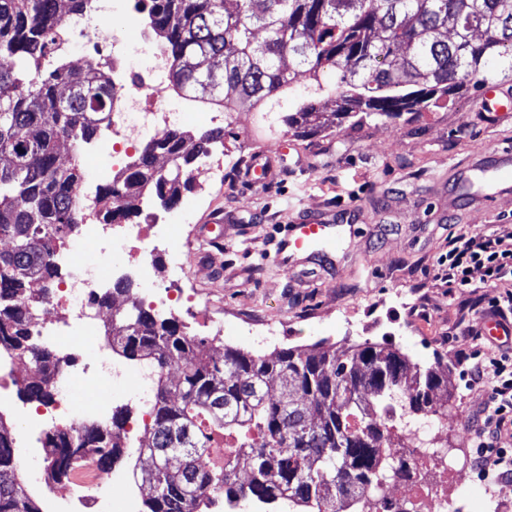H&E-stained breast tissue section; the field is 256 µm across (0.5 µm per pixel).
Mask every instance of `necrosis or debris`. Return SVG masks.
I'll use <instances>...</instances> for the list:
<instances>
[{"label": "necrosis or debris", "instance_id": "necrosis-or-debris-1", "mask_svg": "<svg viewBox=\"0 0 512 512\" xmlns=\"http://www.w3.org/2000/svg\"><path fill=\"white\" fill-rule=\"evenodd\" d=\"M109 9L127 20V27L114 30L102 26L98 16ZM79 37L88 45L83 65L109 72L118 77L119 83L114 87L112 125L96 141V156L87 164V183L77 191L92 222L66 247L71 260L67 276L54 283L50 296L33 292L27 299L37 308L32 335L46 330L65 338L79 357L78 363H61L55 377V407L28 420L26 432L30 435L42 433L47 424L63 416L69 417L71 426H83L85 413L104 417L115 401L136 405L150 391L152 373H142L135 386L125 387L126 370L110 362L99 348L104 317L95 296L102 280L115 273L120 280L139 282L153 289V304L172 312L177 311L181 299L180 294L157 290L160 275L151 271L148 257L163 250L168 254L165 270H176L182 264L183 255L169 250L168 245L176 225L187 222L189 205L149 213L142 224L111 220L99 214L96 207L98 189L136 162L143 141L160 136L186 119L185 113L172 111L165 99L164 54L154 45L149 27L140 23L138 11L129 7L128 0H89L88 9L67 20L57 56L69 57ZM134 41L150 54V66L133 65L128 47ZM87 385L101 389L91 407L83 392ZM447 431L448 417L441 414L425 433L428 447H419L417 438L407 437L405 443L411 450L408 478L397 492L367 495L363 512H463L474 506L483 512H501L504 503L512 499L507 494L512 487L497 480L474 489L455 484L458 468L446 447ZM84 488L94 492L90 499L94 512H138L135 496L127 491L124 472L106 473L94 463H87L73 475L66 495L77 497Z\"/></svg>", "mask_w": 512, "mask_h": 512}]
</instances>
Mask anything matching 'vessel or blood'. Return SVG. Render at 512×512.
<instances>
[{
  "instance_id": "obj_1",
  "label": "vessel or blood",
  "mask_w": 512,
  "mask_h": 512,
  "mask_svg": "<svg viewBox=\"0 0 512 512\" xmlns=\"http://www.w3.org/2000/svg\"><path fill=\"white\" fill-rule=\"evenodd\" d=\"M460 185L463 196L487 201L512 186V149H494L469 166L462 174ZM354 219L344 213L328 219L304 213L286 225L285 234L279 242L276 259L290 263L300 258H318L332 263L348 228Z\"/></svg>"
}]
</instances>
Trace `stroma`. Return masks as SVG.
Returning a JSON list of instances; mask_svg holds the SVG:
<instances>
[{"instance_id":"stroma-1","label":"stroma","mask_w":512,"mask_h":512,"mask_svg":"<svg viewBox=\"0 0 512 512\" xmlns=\"http://www.w3.org/2000/svg\"><path fill=\"white\" fill-rule=\"evenodd\" d=\"M472 90L428 112H407L392 122L333 115L326 98L317 104L328 130L297 137L286 126L259 134V115L243 110L224 129V152L236 163L223 182L193 181L182 194L196 207L172 237L189 249L181 272L188 311L176 319L184 331L207 338L214 350L230 346L271 355L316 343L346 347L364 341L391 346L426 368H448V446L470 454L469 415L486 389L459 375L455 353L481 329L477 305L494 291L473 271L469 288L448 289L436 277L451 237L512 225V193L494 207L448 195L458 168L504 143L512 144V112L496 125L483 122ZM267 152L268 183H252L255 152ZM356 205L361 220L346 236L334 266L318 261L281 264L277 244L290 216ZM224 214V242L198 241L207 219ZM245 313L282 326L281 339L265 345L243 333Z\"/></svg>"}]
</instances>
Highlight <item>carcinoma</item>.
Returning <instances> with one entry per match:
<instances>
[{
	"label": "carcinoma",
	"mask_w": 512,
	"mask_h": 512,
	"mask_svg": "<svg viewBox=\"0 0 512 512\" xmlns=\"http://www.w3.org/2000/svg\"><path fill=\"white\" fill-rule=\"evenodd\" d=\"M87 0H0V357L23 356L38 370L23 395L54 398L59 359L31 339L25 304L33 281L49 292L57 251L84 215L75 192L85 178L80 147L111 122L112 78L102 71L51 68L59 24ZM178 96L231 112H275L289 128L318 122L315 99L336 97V114L390 120L420 112L466 86L512 78V0H137ZM262 31L263 39H256ZM309 85L294 92L296 72ZM336 82H324V72ZM224 146V128H170L146 142L138 162L102 190L107 215L140 214L151 193L180 200L195 161ZM112 316V352L155 370L148 446L155 486L147 512H210L215 499L288 502L292 512H356L366 491L403 480L392 434L443 407L448 372L422 368L368 340L345 349L319 344L271 358L235 348L213 356L208 341L185 333L131 299ZM179 367L172 380L167 367ZM12 429L0 414V512H42L16 472ZM43 469L58 482L91 458L112 466L111 432L56 428L43 441Z\"/></svg>",
	"instance_id": "cac0c4a2"
}]
</instances>
